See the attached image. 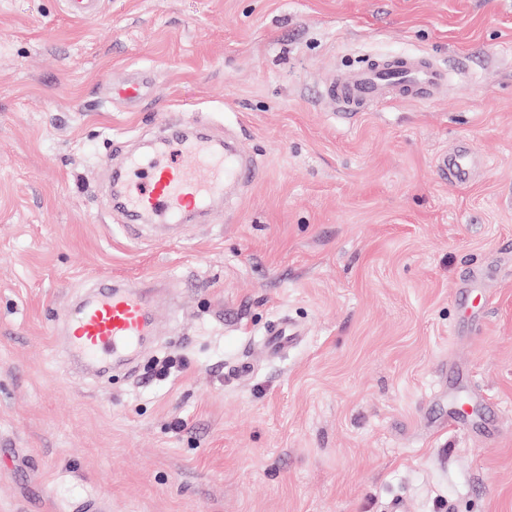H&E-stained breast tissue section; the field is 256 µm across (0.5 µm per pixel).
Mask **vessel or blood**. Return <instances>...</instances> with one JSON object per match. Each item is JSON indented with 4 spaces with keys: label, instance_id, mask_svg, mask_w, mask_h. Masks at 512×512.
<instances>
[{
    "label": "vessel or blood",
    "instance_id": "b4317fda",
    "mask_svg": "<svg viewBox=\"0 0 512 512\" xmlns=\"http://www.w3.org/2000/svg\"><path fill=\"white\" fill-rule=\"evenodd\" d=\"M449 73L427 57L404 54L373 60L364 68L327 83L322 99L332 102L339 119L349 121L385 102L427 101L447 91ZM194 158L184 165L159 151L150 164L130 158L114 191L129 212L151 221L179 224L192 212L208 208L228 184L257 180L260 172L223 141L204 137L179 142ZM480 161L472 149L457 146L441 154L437 167L452 183H469ZM154 327L151 306L129 286L103 287L85 302L80 317L67 323L69 350L90 363L134 353Z\"/></svg>",
    "mask_w": 512,
    "mask_h": 512
}]
</instances>
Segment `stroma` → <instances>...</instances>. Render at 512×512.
Instances as JSON below:
<instances>
[{"label":"stroma","mask_w":512,"mask_h":512,"mask_svg":"<svg viewBox=\"0 0 512 512\" xmlns=\"http://www.w3.org/2000/svg\"><path fill=\"white\" fill-rule=\"evenodd\" d=\"M397 52L450 65L446 95L351 123L321 101ZM145 74L138 100L113 95ZM174 114L235 137L261 176L204 223L130 235L111 167ZM462 142L481 165L458 186L436 160ZM96 282L154 303L133 371L69 361ZM286 321L304 335L268 355ZM166 357L182 371L151 377ZM452 363L461 398L492 403L477 425L448 424ZM91 500L512 512V0H102L91 22L0 0V512Z\"/></svg>","instance_id":"1"}]
</instances>
